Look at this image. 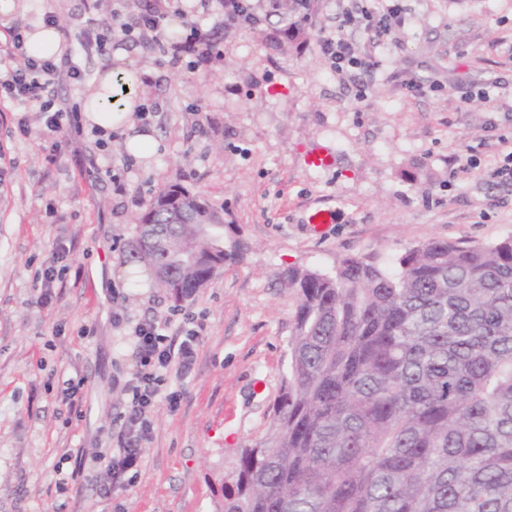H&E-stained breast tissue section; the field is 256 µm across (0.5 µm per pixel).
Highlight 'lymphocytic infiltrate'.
Wrapping results in <instances>:
<instances>
[{"label":"lymphocytic infiltrate","mask_w":512,"mask_h":512,"mask_svg":"<svg viewBox=\"0 0 512 512\" xmlns=\"http://www.w3.org/2000/svg\"><path fill=\"white\" fill-rule=\"evenodd\" d=\"M174 2L157 0L156 5L134 24H122V32L133 40L149 37L154 42H164L163 23L173 14ZM402 13V7L396 0H375L374 6L362 11L351 4L342 11L348 23H360L376 47L383 45L394 25L403 24ZM21 46V37L11 34L5 52L8 58L15 60L16 65L8 71L6 78L0 79V88L6 91L11 101L24 105L39 104L45 116L46 129L58 131L61 128V113L54 110L52 101L46 99L45 94L61 79L82 80L85 71L74 61L72 54L63 55L57 62L28 56L22 58L18 55ZM320 50L330 61L331 69L338 78L353 79L356 71L368 67L352 38L342 35L323 37ZM195 322L192 312H183L184 337L177 344L168 342L166 336L160 334L156 319L144 318L134 324L132 334L135 339L136 370L124 384L128 401L116 417L117 443L108 462V491L125 488L132 474L137 473L142 463V445L153 430L152 413L157 402H165L169 412L179 410L180 392H164L163 385L168 373L185 377L192 372L199 336Z\"/></svg>","instance_id":"1"}]
</instances>
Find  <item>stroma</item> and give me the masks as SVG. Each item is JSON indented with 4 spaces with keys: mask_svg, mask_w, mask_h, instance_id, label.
Returning <instances> with one entry per match:
<instances>
[{
    "mask_svg": "<svg viewBox=\"0 0 512 512\" xmlns=\"http://www.w3.org/2000/svg\"><path fill=\"white\" fill-rule=\"evenodd\" d=\"M405 24L386 48L339 28L337 0H318L312 36L287 54L242 36L221 42V58L180 59L145 42L118 44V27L89 0H29L14 26L53 13L62 49L80 56L81 82L51 95L70 108L66 131L46 135L37 108L0 99V512H215L221 484L241 448L262 437L277 396L292 331L294 296L284 268L333 272L350 256L394 266L430 239L491 243L512 237V179L492 177L512 133V0H402ZM187 25L224 22L217 0H184ZM94 29L101 46H84ZM343 31L373 65L365 99L332 73L318 43ZM134 70L156 147L135 160L125 136L85 127L81 95L108 69ZM435 81V93L409 80ZM500 82L502 103H462L465 90ZM28 117L30 135L17 120ZM125 186L117 194L115 183ZM204 191L224 210V240L244 244L184 306L201 319L193 373L169 380L176 413L158 408L152 438L128 489L105 496L114 420L127 397L133 339L113 311L131 320L164 319L182 339L175 306L153 270L134 257L136 217L164 183ZM333 211L314 232L309 216ZM74 244L66 288L38 304V278L59 244ZM100 264L109 276L89 275ZM83 380V415L60 402L64 380ZM87 455L80 491L58 494V471Z\"/></svg>",
    "mask_w": 512,
    "mask_h": 512,
    "instance_id": "35a3bbf8",
    "label": "stroma"
}]
</instances>
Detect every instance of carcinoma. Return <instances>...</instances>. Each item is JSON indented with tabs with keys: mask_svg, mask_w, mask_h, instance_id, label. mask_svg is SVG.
Returning <instances> with one entry per match:
<instances>
[{
	"mask_svg": "<svg viewBox=\"0 0 512 512\" xmlns=\"http://www.w3.org/2000/svg\"><path fill=\"white\" fill-rule=\"evenodd\" d=\"M240 31L286 53L308 14ZM138 257L187 300L231 253L224 211L179 183L136 218ZM295 297L266 434L242 449L217 512H512V237L430 239L391 270L348 257L334 273L289 267Z\"/></svg>",
	"mask_w": 512,
	"mask_h": 512,
	"instance_id": "1",
	"label": "carcinoma"
}]
</instances>
